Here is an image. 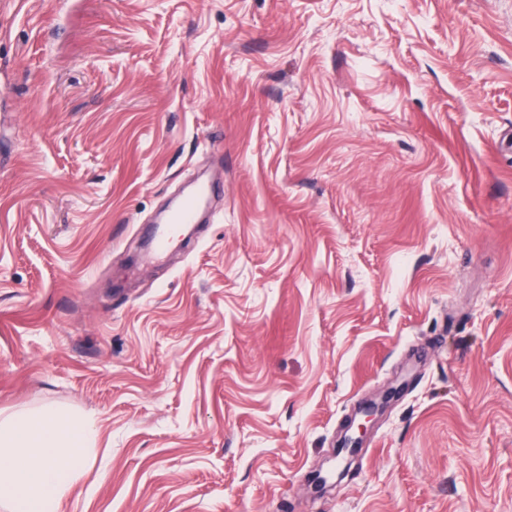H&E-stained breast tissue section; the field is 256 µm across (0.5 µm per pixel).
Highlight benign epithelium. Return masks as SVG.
Wrapping results in <instances>:
<instances>
[{
    "label": "benign epithelium",
    "mask_w": 512,
    "mask_h": 512,
    "mask_svg": "<svg viewBox=\"0 0 512 512\" xmlns=\"http://www.w3.org/2000/svg\"><path fill=\"white\" fill-rule=\"evenodd\" d=\"M396 393H398V389L394 388L383 394L378 400L370 399L360 403L354 413L345 420L337 441L336 451L326 460L328 466L319 467L311 477L310 486L314 493H323L326 488L340 484L349 475L352 464L358 458L366 434L383 415L388 403Z\"/></svg>",
    "instance_id": "7a95c632"
}]
</instances>
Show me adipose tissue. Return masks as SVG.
I'll list each match as a JSON object with an SVG mask.
<instances>
[{
    "instance_id": "1",
    "label": "adipose tissue",
    "mask_w": 512,
    "mask_h": 512,
    "mask_svg": "<svg viewBox=\"0 0 512 512\" xmlns=\"http://www.w3.org/2000/svg\"><path fill=\"white\" fill-rule=\"evenodd\" d=\"M91 438L89 424L58 409L0 415V504L7 512H58Z\"/></svg>"
}]
</instances>
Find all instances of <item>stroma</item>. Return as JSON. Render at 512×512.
I'll list each match as a JSON object with an SVG mask.
<instances>
[{"instance_id":"35a3bbf8","label":"stroma","mask_w":512,"mask_h":512,"mask_svg":"<svg viewBox=\"0 0 512 512\" xmlns=\"http://www.w3.org/2000/svg\"><path fill=\"white\" fill-rule=\"evenodd\" d=\"M47 407L59 512H512V0H0V412ZM206 194L207 189L204 187L200 190L199 195L187 197L171 216V224H195L197 221L199 198ZM399 393L398 388H392L383 394L379 400L370 399L359 404L343 425L337 441L336 451L317 470L310 480L314 493L321 494L327 487L337 486L350 473L351 466L358 458L363 440L369 429L374 425L393 399ZM334 463L331 464V462ZM329 464L324 470V465Z\"/></svg>"}]
</instances>
